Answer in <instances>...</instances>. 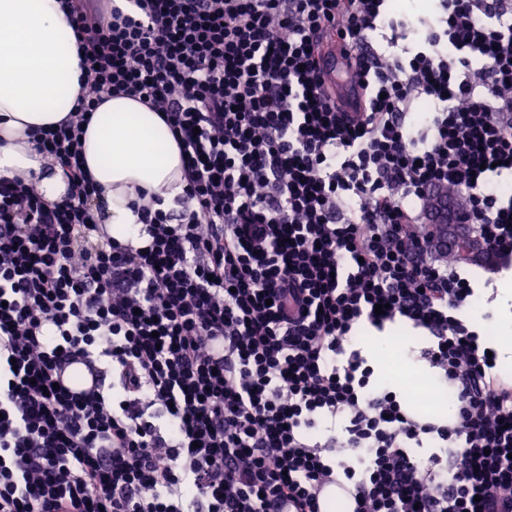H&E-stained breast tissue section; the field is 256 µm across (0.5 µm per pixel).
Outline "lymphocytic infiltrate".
<instances>
[{
  "mask_svg": "<svg viewBox=\"0 0 512 512\" xmlns=\"http://www.w3.org/2000/svg\"><path fill=\"white\" fill-rule=\"evenodd\" d=\"M131 2L142 17L61 5L87 92L33 141L66 197L0 175V512H322L327 484L351 512H497L512 378L426 226L455 189L512 269V0H436L417 24L386 0ZM386 28L402 54L374 48ZM331 32L362 111L322 78ZM112 94L160 113L186 164L175 208L137 209L142 247L105 235L81 158ZM398 318L428 335L448 419L370 382L354 329ZM76 361L80 395L57 384Z\"/></svg>",
  "mask_w": 512,
  "mask_h": 512,
  "instance_id": "obj_1",
  "label": "lymphocytic infiltrate"
}]
</instances>
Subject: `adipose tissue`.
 Here are the masks:
<instances>
[{"label": "adipose tissue", "instance_id": "obj_1", "mask_svg": "<svg viewBox=\"0 0 512 512\" xmlns=\"http://www.w3.org/2000/svg\"><path fill=\"white\" fill-rule=\"evenodd\" d=\"M76 39L59 0H0V173L40 176L48 201L67 192L60 167H46L31 131L65 120L83 88ZM86 168L102 191L99 217L109 236L136 238L133 203L141 195L181 193L184 163L164 121L139 101L113 96L94 112L82 135ZM372 360L396 385L411 388L421 370L407 349L389 348L359 330Z\"/></svg>", "mask_w": 512, "mask_h": 512}]
</instances>
